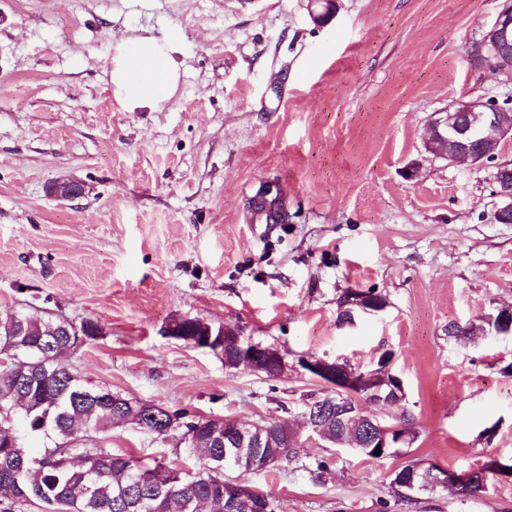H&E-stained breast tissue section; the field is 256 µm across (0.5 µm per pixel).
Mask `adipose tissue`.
<instances>
[{
	"instance_id": "adipose-tissue-1",
	"label": "adipose tissue",
	"mask_w": 512,
	"mask_h": 512,
	"mask_svg": "<svg viewBox=\"0 0 512 512\" xmlns=\"http://www.w3.org/2000/svg\"><path fill=\"white\" fill-rule=\"evenodd\" d=\"M111 79L122 101L131 106H156L174 92L178 73L168 52L155 50L152 40L115 61Z\"/></svg>"
}]
</instances>
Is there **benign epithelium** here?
Instances as JSON below:
<instances>
[{"label": "benign epithelium", "instance_id": "obj_1", "mask_svg": "<svg viewBox=\"0 0 512 512\" xmlns=\"http://www.w3.org/2000/svg\"><path fill=\"white\" fill-rule=\"evenodd\" d=\"M479 62L499 73L512 76V0H503L493 24L475 42ZM512 142V125H504L499 109L479 107L471 102H454L433 113L425 149L435 158L450 164L469 162L479 168H492V185L497 199L494 219L512 224V161L499 160L500 150ZM49 193L58 199L75 200L83 196L82 184L62 180L52 183ZM349 304L363 313H375L378 305L362 291L349 295ZM197 347L209 349L222 357L233 355L259 373L277 377L288 370L280 351L270 352L262 346L245 342L234 332L220 326L218 334L208 333ZM299 366L322 382L342 388L347 395L373 403L385 411L393 406L384 401L383 391L372 384L361 369L336 372V363L316 356L302 357ZM210 438L224 445V469L260 472L269 467L273 455L269 449L281 443V437L265 422L244 418H210ZM407 441L399 425L369 430L367 447L399 448ZM267 452H262V449Z\"/></svg>", "mask_w": 512, "mask_h": 512}]
</instances>
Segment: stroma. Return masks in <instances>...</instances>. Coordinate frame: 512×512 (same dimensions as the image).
Here are the masks:
<instances>
[{
    "mask_svg": "<svg viewBox=\"0 0 512 512\" xmlns=\"http://www.w3.org/2000/svg\"><path fill=\"white\" fill-rule=\"evenodd\" d=\"M0 0V310L98 320L68 358L93 383L187 417L302 422L328 387L313 355L369 370L395 354L416 438L362 460L325 442L241 483L280 512H378L392 472L419 460L455 472L512 460V336L448 335L512 305V224L491 219V171L426 152L429 119L457 100L512 98V77L467 50L500 0ZM178 44V84L129 108L116 56ZM75 180L84 195L46 188ZM275 185L288 218L253 207ZM386 308L337 326L341 299ZM196 318L285 354L269 377L226 368L167 336ZM178 433L130 426L116 454L182 457ZM334 476L313 483L315 460ZM412 512H512V481L425 493Z\"/></svg>",
    "mask_w": 512,
    "mask_h": 512,
    "instance_id": "obj_1",
    "label": "stroma"
}]
</instances>
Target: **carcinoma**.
<instances>
[{
  "mask_svg": "<svg viewBox=\"0 0 512 512\" xmlns=\"http://www.w3.org/2000/svg\"><path fill=\"white\" fill-rule=\"evenodd\" d=\"M494 312L476 324L448 325V335L474 336V326L497 329ZM98 321L86 319L73 336L54 317L34 320L18 309L0 311V350L10 347L17 357L0 367V512H14L21 502H40L46 512H224V494L215 480L224 479V448L200 438L184 444L185 461L148 463L134 456L116 455L96 443L124 415L139 417L136 428L158 429L169 420L164 412L153 414L158 404L133 398L113 400L114 392L100 387L84 395L85 380L67 361L73 342H90L100 336ZM42 447L32 451L28 442ZM351 453L380 460L400 453L386 448H353ZM512 467L497 459L470 472L468 481L453 491L474 496L486 491L495 468ZM437 467L410 462L396 470L389 485L394 505L411 509L423 491H435L431 476ZM310 478L326 482L331 463L317 460L306 467ZM415 488H407L409 481Z\"/></svg>",
  "mask_w": 512,
  "mask_h": 512,
  "instance_id": "obj_1",
  "label": "carcinoma"
}]
</instances>
